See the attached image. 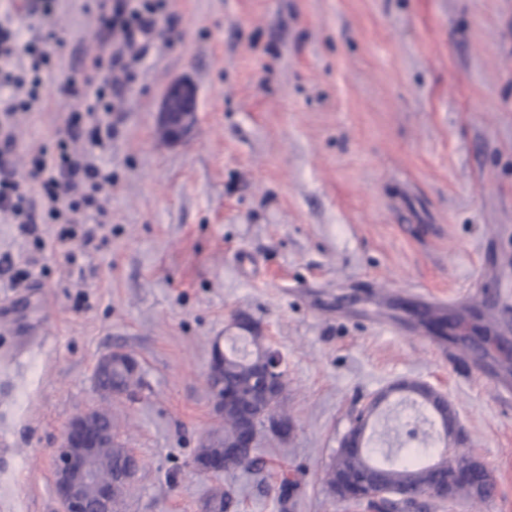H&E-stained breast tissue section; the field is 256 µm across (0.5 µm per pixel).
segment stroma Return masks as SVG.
<instances>
[{
	"mask_svg": "<svg viewBox=\"0 0 512 512\" xmlns=\"http://www.w3.org/2000/svg\"><path fill=\"white\" fill-rule=\"evenodd\" d=\"M161 24L181 41L151 40L115 75L108 244L0 215V512H60L54 450L96 406L144 463L121 512H202L216 485L227 512H369L324 473L356 412L402 381L448 399L455 447L496 485L410 512H512V0H168ZM57 26L48 96L99 51L83 0H62ZM182 79L197 122L171 143L159 113ZM80 107L20 117L17 172ZM39 236L41 267L12 284ZM436 301L459 333L485 329L484 358L422 330L413 312ZM247 329L283 357L293 429L262 443L261 469L196 474L218 424L213 346ZM115 350L142 384L107 398L94 370ZM412 401L392 396L374 454Z\"/></svg>",
	"mask_w": 512,
	"mask_h": 512,
	"instance_id": "stroma-1",
	"label": "stroma"
}]
</instances>
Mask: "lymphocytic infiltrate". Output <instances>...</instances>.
Returning a JSON list of instances; mask_svg holds the SVG:
<instances>
[{"label": "lymphocytic infiltrate", "instance_id": "lymphocytic-infiltrate-1", "mask_svg": "<svg viewBox=\"0 0 512 512\" xmlns=\"http://www.w3.org/2000/svg\"><path fill=\"white\" fill-rule=\"evenodd\" d=\"M60 0H8L0 13V213L10 216L20 233L33 230L34 213L43 214L55 224H81L84 245L106 243L112 224L107 192L112 175L90 156L91 150L105 149L112 141L111 87L101 78L103 62L124 67L127 49L161 35L167 42L178 41L174 30H159L158 17L167 0H87L84 10L93 14L103 33L108 57H94L82 68L73 70L58 88V98L73 95L83 98L85 108L69 113L55 126L48 146L31 158L23 177H16L13 157L17 149L18 114L43 108L46 96L40 91V73L50 64L65 38L59 33L56 15ZM24 20L31 39H22L17 20ZM121 35L120 49H113V35ZM86 140L88 147L78 151L74 142ZM93 221L82 224L84 214Z\"/></svg>", "mask_w": 512, "mask_h": 512}]
</instances>
